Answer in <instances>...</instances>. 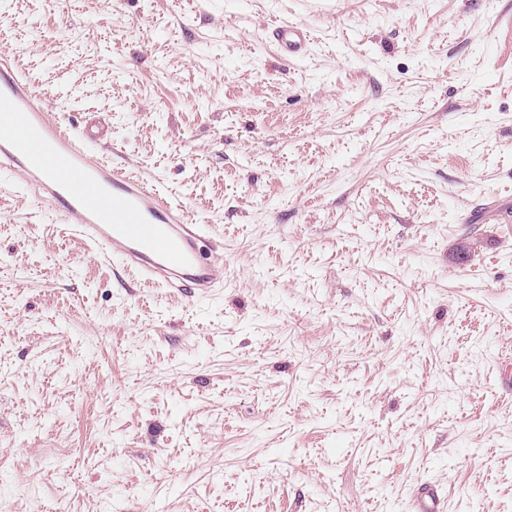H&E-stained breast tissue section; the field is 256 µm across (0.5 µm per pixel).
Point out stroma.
<instances>
[{"mask_svg":"<svg viewBox=\"0 0 512 512\" xmlns=\"http://www.w3.org/2000/svg\"><path fill=\"white\" fill-rule=\"evenodd\" d=\"M512 0H0V54L224 239L149 288L0 171V512H512ZM299 22L290 59L270 25ZM470 257L458 262L457 251ZM411 510L413 512H446V496L438 486L422 484L412 494Z\"/></svg>","mask_w":512,"mask_h":512,"instance_id":"obj_1","label":"stroma"}]
</instances>
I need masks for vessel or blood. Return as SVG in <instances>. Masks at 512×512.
<instances>
[{"instance_id": "obj_1", "label": "vessel or blood", "mask_w": 512, "mask_h": 512, "mask_svg": "<svg viewBox=\"0 0 512 512\" xmlns=\"http://www.w3.org/2000/svg\"><path fill=\"white\" fill-rule=\"evenodd\" d=\"M272 39L289 58L307 50L302 26L283 23ZM38 93L21 70L0 58V169L57 206L69 232L111 255L147 286L193 290L224 285V244L209 225L161 196L127 169L91 159L92 129L73 130L61 113L38 107ZM412 512H446V497L425 483Z\"/></svg>"}]
</instances>
